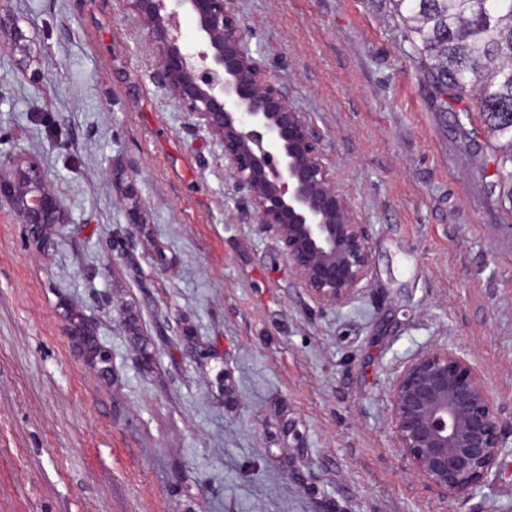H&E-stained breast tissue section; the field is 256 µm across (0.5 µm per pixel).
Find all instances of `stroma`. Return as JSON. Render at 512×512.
Returning a JSON list of instances; mask_svg holds the SVG:
<instances>
[{
    "label": "stroma",
    "mask_w": 512,
    "mask_h": 512,
    "mask_svg": "<svg viewBox=\"0 0 512 512\" xmlns=\"http://www.w3.org/2000/svg\"><path fill=\"white\" fill-rule=\"evenodd\" d=\"M237 6L371 228L372 284L343 307L297 288L220 149L154 83L128 0H8L0 153L38 159L69 222L42 254L0 208V512H512L511 454L474 498L446 499L387 414L392 368L450 345L512 419V212L489 148H465L389 0ZM135 204L126 258L112 241ZM74 314L111 378L73 345Z\"/></svg>",
    "instance_id": "stroma-1"
}]
</instances>
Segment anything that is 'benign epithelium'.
Returning <instances> with one entry per match:
<instances>
[{"mask_svg":"<svg viewBox=\"0 0 512 512\" xmlns=\"http://www.w3.org/2000/svg\"><path fill=\"white\" fill-rule=\"evenodd\" d=\"M158 50L152 78L197 119L224 155L236 203L273 241L296 283L317 304L343 306L370 284V225L324 162L305 113L254 56L236 0H128ZM193 26L184 37L185 23ZM7 205L40 250L68 223L39 161L0 157ZM395 448L442 496L466 500L506 452L502 418L485 376L461 351L430 348L401 362L388 386Z\"/></svg>","mask_w":512,"mask_h":512,"instance_id":"7a95c632","label":"benign epithelium"}]
</instances>
